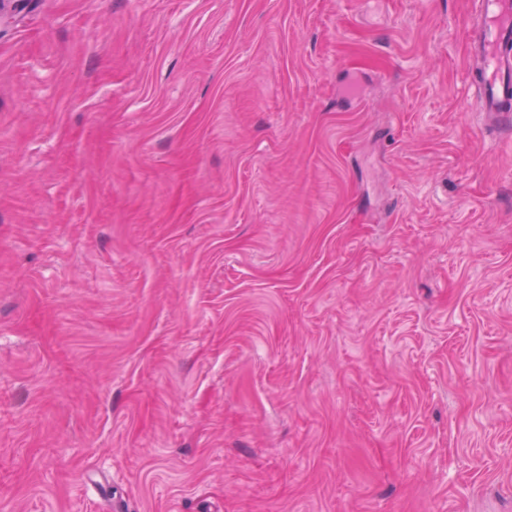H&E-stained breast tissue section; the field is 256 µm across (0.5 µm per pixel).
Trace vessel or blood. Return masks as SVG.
Returning <instances> with one entry per match:
<instances>
[{
    "instance_id": "1",
    "label": "vessel or blood",
    "mask_w": 512,
    "mask_h": 512,
    "mask_svg": "<svg viewBox=\"0 0 512 512\" xmlns=\"http://www.w3.org/2000/svg\"><path fill=\"white\" fill-rule=\"evenodd\" d=\"M475 10L470 46L479 64L473 105L506 126L512 124V58L504 54L512 44V0H475Z\"/></svg>"
}]
</instances>
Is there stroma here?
Wrapping results in <instances>:
<instances>
[{
	"label": "stroma",
	"mask_w": 512,
	"mask_h": 512,
	"mask_svg": "<svg viewBox=\"0 0 512 512\" xmlns=\"http://www.w3.org/2000/svg\"><path fill=\"white\" fill-rule=\"evenodd\" d=\"M22 3L0 512H512L473 0Z\"/></svg>",
	"instance_id": "stroma-1"
}]
</instances>
